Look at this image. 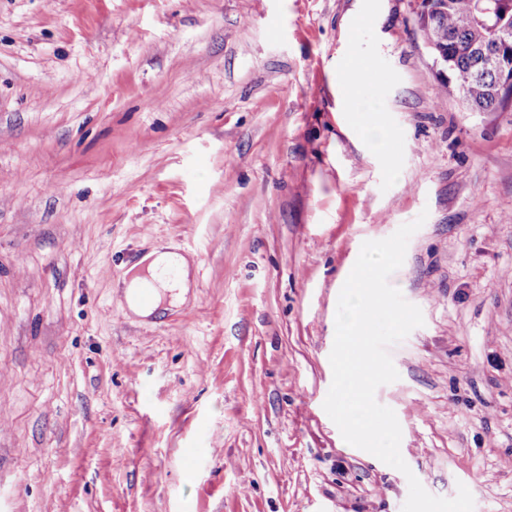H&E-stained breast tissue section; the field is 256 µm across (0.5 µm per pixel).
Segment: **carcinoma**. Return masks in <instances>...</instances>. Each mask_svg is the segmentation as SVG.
Segmentation results:
<instances>
[{
    "mask_svg": "<svg viewBox=\"0 0 512 512\" xmlns=\"http://www.w3.org/2000/svg\"><path fill=\"white\" fill-rule=\"evenodd\" d=\"M480 7H490L493 13L482 15ZM478 15L490 24L503 16L512 21V0H448V11L436 12L435 32L448 42L450 78L442 83L441 91L456 90L475 112H496L508 103L487 63L494 44L486 27L476 20Z\"/></svg>",
    "mask_w": 512,
    "mask_h": 512,
    "instance_id": "carcinoma-1",
    "label": "carcinoma"
}]
</instances>
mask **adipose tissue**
Here are the masks:
<instances>
[{
  "label": "adipose tissue",
  "mask_w": 512,
  "mask_h": 512,
  "mask_svg": "<svg viewBox=\"0 0 512 512\" xmlns=\"http://www.w3.org/2000/svg\"><path fill=\"white\" fill-rule=\"evenodd\" d=\"M146 283L155 290V301L148 305L140 299V288ZM120 287L131 313L151 316L159 306H175L184 301L190 287V263L176 245H158L130 266Z\"/></svg>",
  "instance_id": "adipose-tissue-1"
}]
</instances>
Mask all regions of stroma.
Masks as SVG:
<instances>
[{"mask_svg": "<svg viewBox=\"0 0 512 512\" xmlns=\"http://www.w3.org/2000/svg\"><path fill=\"white\" fill-rule=\"evenodd\" d=\"M440 86L411 0H0V512H402L323 402L363 242L422 213L375 397L429 493L512 512V107ZM168 241L187 299L131 315ZM148 281L152 288H142L140 299V288ZM118 288L131 313L149 317L166 302L175 306L184 301L190 288V263L176 245L160 244L130 266Z\"/></svg>", "mask_w": 512, "mask_h": 512, "instance_id": "35a3bbf8", "label": "stroma"}]
</instances>
